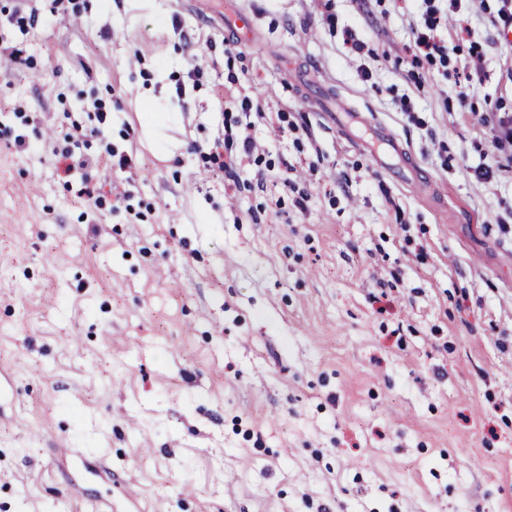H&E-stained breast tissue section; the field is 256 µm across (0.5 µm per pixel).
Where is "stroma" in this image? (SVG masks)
Segmentation results:
<instances>
[{
  "instance_id": "obj_1",
  "label": "stroma",
  "mask_w": 512,
  "mask_h": 512,
  "mask_svg": "<svg viewBox=\"0 0 512 512\" xmlns=\"http://www.w3.org/2000/svg\"><path fill=\"white\" fill-rule=\"evenodd\" d=\"M32 5L0 0V512H512L498 0H440L418 63L423 0ZM436 14L437 11L434 8L427 9L424 24L419 31L418 29L416 31V38L412 47L415 57L425 56V59L429 60L435 57V54L443 52V47L436 42L433 33L440 22V19L437 22V17L434 16ZM375 131L377 142H379V150L375 154L376 163L381 168L390 169V167L395 166V158L403 150L394 136L385 131L384 128L376 125Z\"/></svg>"
}]
</instances>
